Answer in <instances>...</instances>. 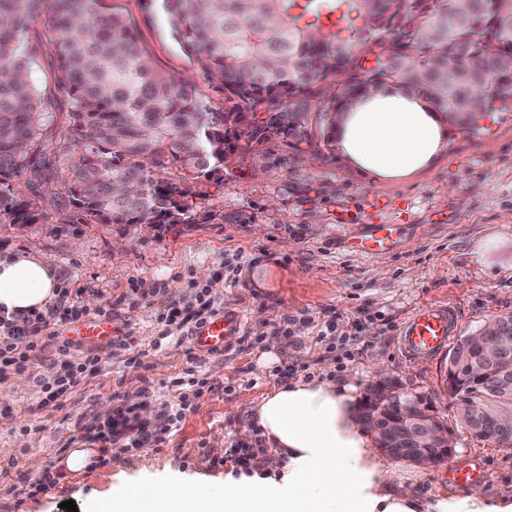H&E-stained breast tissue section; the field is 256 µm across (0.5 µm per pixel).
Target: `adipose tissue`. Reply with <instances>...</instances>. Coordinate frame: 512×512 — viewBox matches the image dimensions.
<instances>
[{"instance_id":"ef3b65f1","label":"adipose tissue","mask_w":512,"mask_h":512,"mask_svg":"<svg viewBox=\"0 0 512 512\" xmlns=\"http://www.w3.org/2000/svg\"><path fill=\"white\" fill-rule=\"evenodd\" d=\"M341 154L357 172L380 180L411 177L439 153L443 126L424 97L388 90L360 99L339 127ZM58 270L45 258H0V309L17 318L52 304ZM253 419L266 445L263 475L226 472L219 488L154 487L147 498L122 483L94 497L87 512H512V497L482 489L423 500L393 480L354 409L350 385L291 379L267 392Z\"/></svg>"}]
</instances>
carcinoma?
<instances>
[{"instance_id": "obj_1", "label": "carcinoma", "mask_w": 512, "mask_h": 512, "mask_svg": "<svg viewBox=\"0 0 512 512\" xmlns=\"http://www.w3.org/2000/svg\"><path fill=\"white\" fill-rule=\"evenodd\" d=\"M45 0H0V227L48 221L42 196L58 169L80 224L224 223L201 210L193 188L223 182L227 163L280 140L332 159L344 113L394 86L430 99L448 124L477 130L472 94L512 86V0H162L204 81L224 91L210 106L197 87L156 68L133 23L104 0H55L47 19L55 82L69 97L66 136L32 73L40 39L30 23ZM455 362L456 396L480 410L478 429L502 433L493 409L496 368L467 377L481 346ZM360 410L401 420L392 401Z\"/></svg>"}]
</instances>
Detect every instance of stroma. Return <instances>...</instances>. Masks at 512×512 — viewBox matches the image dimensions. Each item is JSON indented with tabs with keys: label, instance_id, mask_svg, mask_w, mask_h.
Segmentation results:
<instances>
[{
	"label": "stroma",
	"instance_id": "obj_1",
	"mask_svg": "<svg viewBox=\"0 0 512 512\" xmlns=\"http://www.w3.org/2000/svg\"><path fill=\"white\" fill-rule=\"evenodd\" d=\"M137 25L141 45L158 69L198 81L197 67L172 32L158 0H107ZM202 210H220V224H174L145 233L135 224H79L69 203L45 197L49 221L0 230V257L13 252L41 255L52 262L62 287L80 306L113 304L112 334L128 336L132 350L145 352L143 366L108 356L87 368L57 409H35L37 382L54 383L46 368L57 348L68 345L79 357L88 342L55 325L38 357L22 371L0 375V405L13 408L0 420V512H11L14 495L51 464L62 465L74 438L104 423L113 410L114 385L126 404L155 395L178 404L174 386L186 364L191 340L161 338L155 308L131 301L133 289L163 288L165 302L194 304L187 288L197 281L215 306L245 319L244 335L220 354L208 355L201 375L208 389L189 405L163 450L136 452L114 447L110 464L91 463L67 472L47 491L26 498L24 512H62L66 501L111 488L124 475L136 491L172 481L201 486L223 483L234 467L233 448H266L253 425V408L288 379L324 380L353 386L363 399L378 375L432 399L455 427L458 444L450 463L422 467L388 458L395 476L416 493H454L449 464L480 468L486 496H512V448L474 439L455 418L443 388L447 353L412 360L400 345L404 322L426 304H446L458 315V333H478L496 317L512 315V241L485 270L474 244L500 225H512V112H497L480 130L446 127L442 148L424 171L380 182L352 172L342 155L326 160L276 141L226 167L222 184L199 186ZM397 227V246L380 254L358 251L371 225ZM289 329H280L284 317ZM277 360L265 364L270 340Z\"/></svg>",
	"mask_w": 512,
	"mask_h": 512
}]
</instances>
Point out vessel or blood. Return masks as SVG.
<instances>
[{
    "label": "vessel or blood",
    "mask_w": 512,
    "mask_h": 512,
    "mask_svg": "<svg viewBox=\"0 0 512 512\" xmlns=\"http://www.w3.org/2000/svg\"><path fill=\"white\" fill-rule=\"evenodd\" d=\"M394 243L393 228L388 224L373 225L370 235L362 240V248L370 253L388 251ZM244 323L241 316L224 313L212 317L194 332L195 348L210 353L224 350L240 336ZM75 335L88 340L110 336L112 324L108 321L87 320L71 327ZM456 334L452 307L424 306L406 322L402 332V348L411 358H429L446 350Z\"/></svg>",
    "instance_id": "1"
}]
</instances>
